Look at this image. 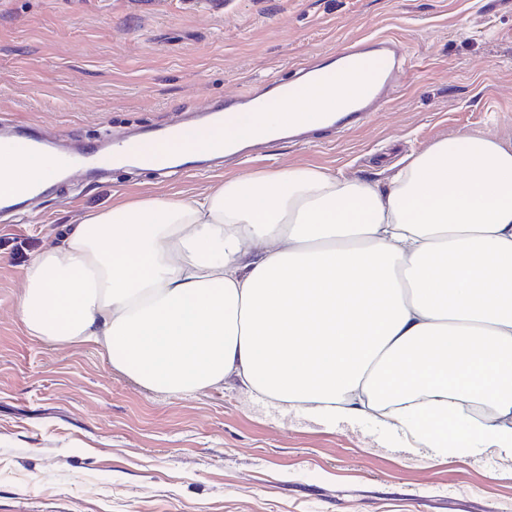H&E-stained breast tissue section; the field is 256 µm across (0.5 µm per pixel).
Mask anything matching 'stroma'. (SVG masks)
<instances>
[{
    "mask_svg": "<svg viewBox=\"0 0 512 512\" xmlns=\"http://www.w3.org/2000/svg\"><path fill=\"white\" fill-rule=\"evenodd\" d=\"M379 36L410 67L365 126L166 177L61 182L0 217V512H512V458L434 459L374 416L314 418L232 379L157 394L100 346L45 342L18 315L31 257L88 211L294 166L384 185L438 141L512 138V4L0 0V131L31 125L73 147L268 94L300 64Z\"/></svg>",
    "mask_w": 512,
    "mask_h": 512,
    "instance_id": "1",
    "label": "stroma"
}]
</instances>
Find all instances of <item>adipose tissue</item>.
Instances as JSON below:
<instances>
[{
	"mask_svg": "<svg viewBox=\"0 0 512 512\" xmlns=\"http://www.w3.org/2000/svg\"><path fill=\"white\" fill-rule=\"evenodd\" d=\"M356 83L324 77L258 124L312 121ZM53 167L0 157V191ZM18 313L160 394L233 376L314 417L377 414L436 458H512V141L436 142L384 190L295 167L87 212L31 259Z\"/></svg>",
	"mask_w": 512,
	"mask_h": 512,
	"instance_id": "ef3b65f1",
	"label": "adipose tissue"
}]
</instances>
